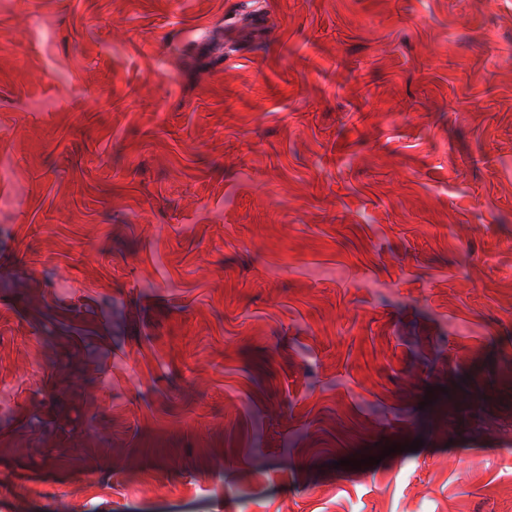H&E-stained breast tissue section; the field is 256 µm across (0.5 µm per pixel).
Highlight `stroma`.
Wrapping results in <instances>:
<instances>
[{"label":"stroma","instance_id":"1","mask_svg":"<svg viewBox=\"0 0 512 512\" xmlns=\"http://www.w3.org/2000/svg\"><path fill=\"white\" fill-rule=\"evenodd\" d=\"M0 153V512H512V0H0Z\"/></svg>","mask_w":512,"mask_h":512}]
</instances>
